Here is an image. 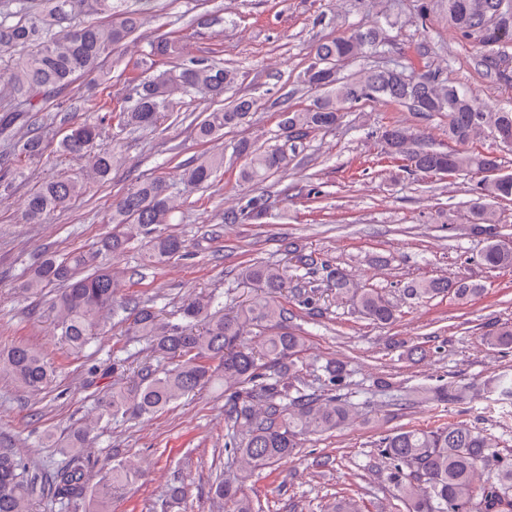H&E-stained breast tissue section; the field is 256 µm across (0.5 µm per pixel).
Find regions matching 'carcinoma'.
<instances>
[{"instance_id":"1","label":"carcinoma","mask_w":512,"mask_h":512,"mask_svg":"<svg viewBox=\"0 0 512 512\" xmlns=\"http://www.w3.org/2000/svg\"><path fill=\"white\" fill-rule=\"evenodd\" d=\"M448 24L461 37L470 39L488 53L482 61L497 65L512 48V0H447ZM22 0H0V51L24 49L16 62L0 67V97L11 106L0 111V134L24 132L15 140L14 152L0 157V195L10 191L14 180L24 176L20 162L40 161L49 148L43 126L26 116L41 112L43 105L77 75L93 76V86L108 81L100 60L112 47L137 31L148 12L150 0H136L137 6L116 5L113 0H44L40 12L15 20L16 12L6 8ZM106 16L103 24H76L74 20L88 6ZM386 42L383 28L376 25L354 29L319 44L315 61L304 72V83L324 91L322 97L303 110L288 111L281 125L285 141L306 138L310 133L340 122L348 104L385 100L404 105L419 115L448 113V139L460 149L439 150L407 129L392 125L382 133L385 150L410 161L409 174L455 177L481 173L469 203L472 231L483 237L480 262L489 269L512 267V245L503 240L504 216L496 208L512 200V174L499 173L492 152L463 148L484 132L494 141L512 145V109L496 108L468 89L448 85L432 73L407 74L398 68H364L353 78L342 79L345 63L377 51ZM178 43L162 38L148 44L141 60L176 57ZM236 80V72L215 61L190 59L175 70L152 72L140 81L135 97L120 112L110 103L93 100L92 112L81 122L73 120L76 106L61 105L57 117L68 127L58 144L63 155H88L87 177L52 178L42 182L26 199L23 219L41 224L47 216L66 208L84 194L87 180H110L112 171L124 163L122 154L107 147L93 154L88 148L104 126L117 124L125 130L156 127L177 95L203 94L221 102ZM256 101L238 97L231 105L217 108L194 124V138L208 142L224 129L243 123ZM244 158L240 178L259 183L285 170L288 154L281 146L256 148L247 141L235 146ZM224 169V153L203 157L183 169L182 183L190 189L208 186ZM177 203L170 185L160 178L144 181L117 195L112 201V223L116 229L103 238L100 247L121 253L129 240L147 239L149 256L163 262L180 255L184 244L175 234L155 233L157 227L172 223ZM96 255L76 253L67 257L49 255L35 266L24 288L39 294L43 288L63 282L57 296L56 335L68 349L81 351L104 319L112 313L115 285L112 275L95 267ZM245 279L261 288L242 308L219 313V300L210 295L195 298L181 309L184 324L169 325L151 308L133 305L130 330L152 339L155 350L175 360L163 371L146 370L133 388H114L99 402L98 417L109 418L154 414L215 380L207 365L219 360L224 379V416L230 437L229 451L236 460L233 475L212 485V495L224 512H260V506L244 491L252 475L294 457L302 438L333 433L350 424V405L334 392L345 376V366L328 363L323 392H309L304 384L305 351L302 335L290 329L279 297L288 285L284 268L255 262L243 271ZM336 298L351 297L359 313L372 323L389 325L397 319V305L372 288L359 286L345 271L333 273ZM408 295L434 298L451 295L458 301L480 294L481 286L447 278L414 282ZM492 348L512 349V322H493L482 336ZM0 373L32 394L40 393L54 378V372L37 351L22 345L0 352ZM295 393H290V389ZM495 393L501 401H512V375L503 373L488 383L437 387L415 391L420 399L479 401ZM94 427L72 430L63 444V462L38 486L27 457L13 448H0V512H32L41 492L72 512H112V491L132 484L141 474V463L126 459L108 469L103 482L88 490L89 455L86 448ZM378 454L387 465L388 479L397 488L407 512H512V462L497 451L496 440L465 423L437 428H413L388 434L377 443ZM328 512H363L360 500L342 496Z\"/></svg>"}]
</instances>
